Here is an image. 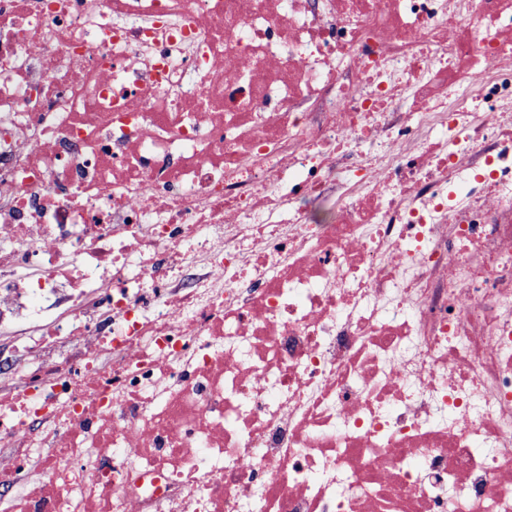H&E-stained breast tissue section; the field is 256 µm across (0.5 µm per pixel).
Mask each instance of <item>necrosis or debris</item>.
<instances>
[{
  "label": "necrosis or debris",
  "mask_w": 512,
  "mask_h": 512,
  "mask_svg": "<svg viewBox=\"0 0 512 512\" xmlns=\"http://www.w3.org/2000/svg\"><path fill=\"white\" fill-rule=\"evenodd\" d=\"M25 324L0 512H512V0H0Z\"/></svg>",
  "instance_id": "1"
}]
</instances>
